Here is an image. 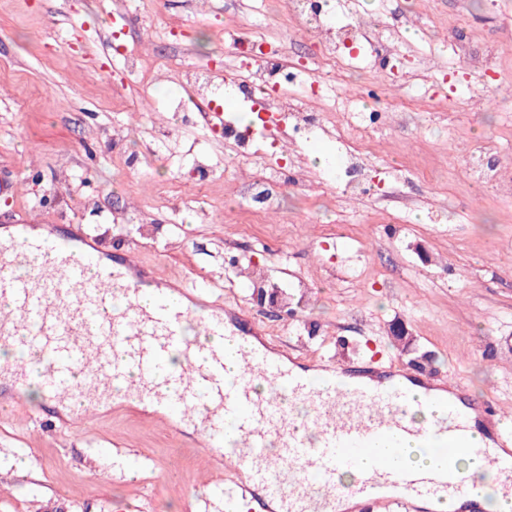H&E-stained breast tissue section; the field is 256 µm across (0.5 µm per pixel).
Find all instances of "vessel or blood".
Instances as JSON below:
<instances>
[{"label":"vessel or blood","mask_w":512,"mask_h":512,"mask_svg":"<svg viewBox=\"0 0 512 512\" xmlns=\"http://www.w3.org/2000/svg\"><path fill=\"white\" fill-rule=\"evenodd\" d=\"M102 254L99 240H83L76 227L64 241L56 226L32 237L19 224L0 242V343L34 353L37 362L12 369L15 392L37 379L48 401L108 404L113 388L128 384L133 397L158 404L165 422L195 413L215 460H232L243 473L242 480L225 484L228 503L256 485L282 512H335L340 499L354 500L357 512H374L382 503L395 512H412L419 499L466 496L454 467L462 454L494 472L502 493L512 496V463L498 453L512 436L497 434L490 444L474 439L472 417L491 428L500 419L486 403L465 400L457 407V399H465L463 382H449L440 415L424 428L407 420L404 410L420 389H432L433 380L408 369L372 370L369 383L324 389L248 342L240 350V371L231 372L224 359L223 309H203L199 289L175 290L154 280L133 255L118 267ZM33 256L40 265L15 275ZM191 317L200 320L212 342L179 369L166 370L171 353L187 345L183 331ZM258 376L272 384L268 397L254 392ZM287 401L309 408L315 442L298 438L283 408ZM414 438L444 457V464L404 466L401 453ZM274 444L279 451L273 461L267 451ZM364 464L371 478L337 489L339 470Z\"/></svg>","instance_id":"obj_1"}]
</instances>
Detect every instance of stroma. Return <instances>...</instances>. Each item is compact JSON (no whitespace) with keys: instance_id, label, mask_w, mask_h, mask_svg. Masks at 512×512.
Wrapping results in <instances>:
<instances>
[{"instance_id":"1","label":"stroma","mask_w":512,"mask_h":512,"mask_svg":"<svg viewBox=\"0 0 512 512\" xmlns=\"http://www.w3.org/2000/svg\"><path fill=\"white\" fill-rule=\"evenodd\" d=\"M401 45L392 65L334 69L288 0H0V225H70L109 255L203 288L252 322L259 342L304 370L343 361L458 379L491 397L512 432V0H325ZM260 29L320 80L303 100L319 118L306 138L254 125L240 156L203 112L238 122L254 100L224 105L242 59L232 35ZM489 59L487 74L454 54ZM139 58L138 75L124 68ZM219 62L211 97L173 109L183 71ZM482 93L473 108L470 92ZM384 110L363 137L370 190L347 191L339 137L352 111ZM212 167L197 187L194 154ZM282 167L280 181L262 164ZM288 294L261 306L255 277ZM403 322L410 346L390 328ZM54 425L22 418L0 383V512H221L196 426L158 423L116 398L91 423L54 406Z\"/></svg>"}]
</instances>
